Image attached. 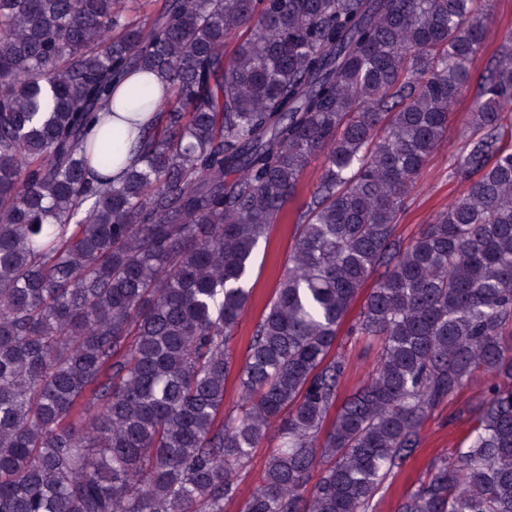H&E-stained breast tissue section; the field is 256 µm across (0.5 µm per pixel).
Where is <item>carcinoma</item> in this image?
I'll use <instances>...</instances> for the list:
<instances>
[{"label": "carcinoma", "mask_w": 512, "mask_h": 512, "mask_svg": "<svg viewBox=\"0 0 512 512\" xmlns=\"http://www.w3.org/2000/svg\"><path fill=\"white\" fill-rule=\"evenodd\" d=\"M489 9L0 0V512H224L271 432L242 512H369L479 371L468 435L396 512H512V35L475 74ZM135 72L166 99L117 102ZM473 84L449 170L468 189L406 244L398 214ZM119 108L155 119L112 182L124 131L87 134ZM317 153L226 414L255 250ZM346 323L381 352L338 408Z\"/></svg>", "instance_id": "obj_1"}]
</instances>
